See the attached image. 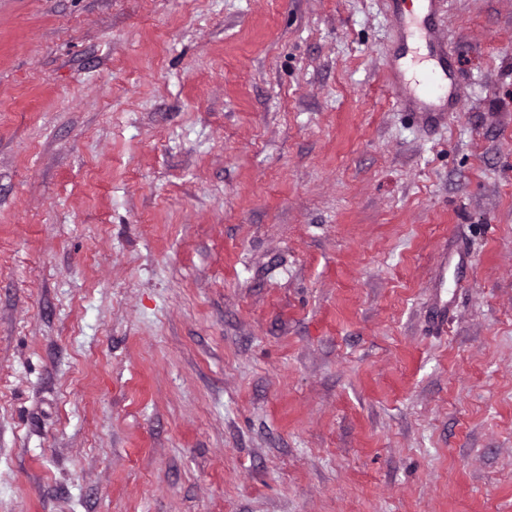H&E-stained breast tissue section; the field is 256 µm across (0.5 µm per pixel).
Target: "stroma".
Instances as JSON below:
<instances>
[{
  "instance_id": "stroma-1",
  "label": "stroma",
  "mask_w": 512,
  "mask_h": 512,
  "mask_svg": "<svg viewBox=\"0 0 512 512\" xmlns=\"http://www.w3.org/2000/svg\"><path fill=\"white\" fill-rule=\"evenodd\" d=\"M0 0V512H512V0ZM435 0H417L415 9L408 20L401 22L404 37L408 39L425 40L429 43L431 54L435 61L434 66L426 71L421 82L418 83L420 92L418 94L398 81L399 62L398 59L386 64L388 81L393 89V99L396 102L411 103L418 112H438L431 108L436 102L448 98V110L461 108L462 98L458 85L451 79V70L448 67L446 50L441 36L432 30L425 23L426 18L431 14ZM448 80L450 84L448 86Z\"/></svg>"
}]
</instances>
